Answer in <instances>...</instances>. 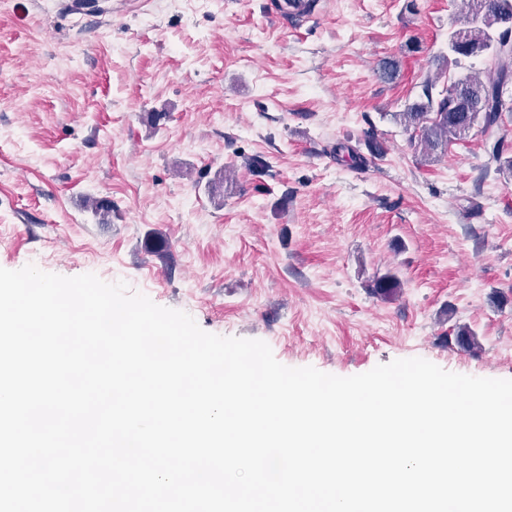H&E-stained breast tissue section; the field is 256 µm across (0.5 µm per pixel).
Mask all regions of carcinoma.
Masks as SVG:
<instances>
[{"instance_id": "carcinoma-1", "label": "carcinoma", "mask_w": 512, "mask_h": 512, "mask_svg": "<svg viewBox=\"0 0 512 512\" xmlns=\"http://www.w3.org/2000/svg\"><path fill=\"white\" fill-rule=\"evenodd\" d=\"M468 20L464 27L448 34V54L458 62L476 57L495 43L504 40L502 28L512 20V0H468ZM494 77L488 81L476 72L460 75L442 89L426 80L420 100L397 116L411 132L410 144L428 158H435L455 141L465 138L477 120H482L480 134L493 141L487 151L486 169L512 176V155L508 152L507 133L502 113L512 112V50L489 59ZM398 273L388 270L379 276L374 292L394 295L400 288Z\"/></svg>"}]
</instances>
